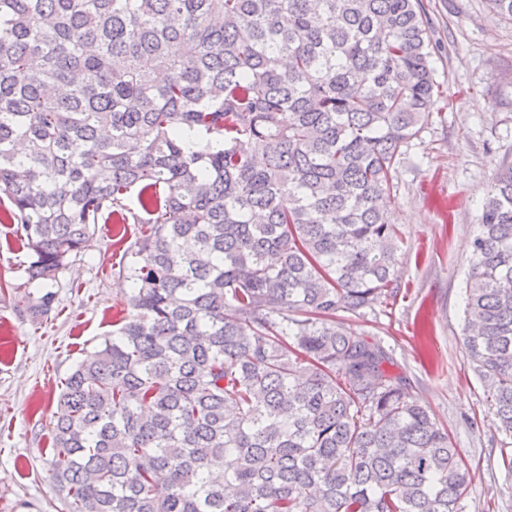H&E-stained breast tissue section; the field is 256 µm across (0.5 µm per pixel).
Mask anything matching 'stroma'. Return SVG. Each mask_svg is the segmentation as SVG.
<instances>
[{
    "mask_svg": "<svg viewBox=\"0 0 512 512\" xmlns=\"http://www.w3.org/2000/svg\"><path fill=\"white\" fill-rule=\"evenodd\" d=\"M443 87L433 115L394 167V219L404 244L395 300L342 314L347 332L392 352L390 372L448 430L472 472L465 512H512V446L493 428L462 340L465 283L481 205L512 163V23L487 0H422ZM0 203V512H65L50 479L51 427L62 383L127 314L116 267L138 231L109 221L57 281L28 283V251ZM53 292L47 319L28 307Z\"/></svg>",
    "mask_w": 512,
    "mask_h": 512,
    "instance_id": "obj_1",
    "label": "stroma"
}]
</instances>
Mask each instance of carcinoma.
<instances>
[{"mask_svg": "<svg viewBox=\"0 0 512 512\" xmlns=\"http://www.w3.org/2000/svg\"><path fill=\"white\" fill-rule=\"evenodd\" d=\"M434 54L421 0H0L28 281L105 217L146 226L127 316L58 397L66 512H465L459 448L336 326L391 290L392 170ZM471 247L463 345L512 441V164Z\"/></svg>", "mask_w": 512, "mask_h": 512, "instance_id": "carcinoma-1", "label": "carcinoma"}]
</instances>
